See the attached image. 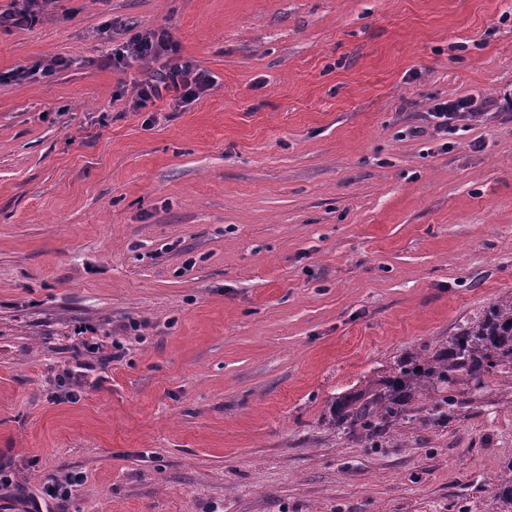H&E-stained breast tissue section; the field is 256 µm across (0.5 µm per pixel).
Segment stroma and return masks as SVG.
Instances as JSON below:
<instances>
[{"mask_svg": "<svg viewBox=\"0 0 512 512\" xmlns=\"http://www.w3.org/2000/svg\"><path fill=\"white\" fill-rule=\"evenodd\" d=\"M168 28L217 85L131 106ZM65 67L45 72L50 59ZM0 455L54 512H492L512 382L334 397L512 296V0H56L0 29ZM465 94L474 121L429 113ZM89 364L77 398L58 375Z\"/></svg>", "mask_w": 512, "mask_h": 512, "instance_id": "stroma-1", "label": "stroma"}]
</instances>
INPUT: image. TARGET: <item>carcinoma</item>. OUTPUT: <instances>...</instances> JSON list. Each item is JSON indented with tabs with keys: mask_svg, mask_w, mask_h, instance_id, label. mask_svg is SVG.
I'll list each match as a JSON object with an SVG mask.
<instances>
[{
	"mask_svg": "<svg viewBox=\"0 0 512 512\" xmlns=\"http://www.w3.org/2000/svg\"><path fill=\"white\" fill-rule=\"evenodd\" d=\"M497 372L512 373V296L463 321L437 351L400 358L357 393L333 398L328 423L340 433L380 438L406 418L416 397L448 392L451 416L459 408L457 384L481 392ZM494 500L493 512H512V480L498 485Z\"/></svg>",
	"mask_w": 512,
	"mask_h": 512,
	"instance_id": "carcinoma-1",
	"label": "carcinoma"
}]
</instances>
